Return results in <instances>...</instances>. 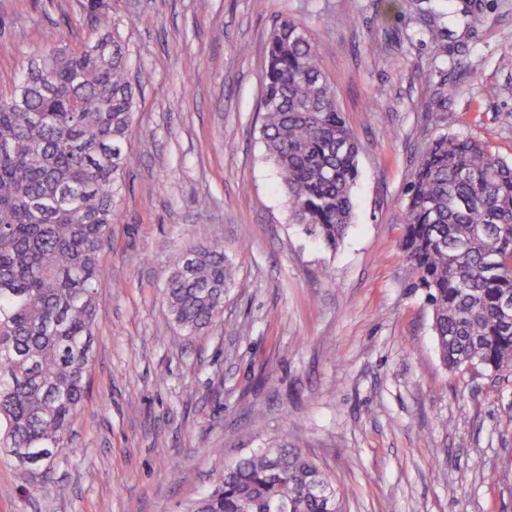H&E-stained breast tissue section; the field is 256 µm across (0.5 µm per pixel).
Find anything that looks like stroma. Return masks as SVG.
<instances>
[{"label":"stroma","instance_id":"35a3bbf8","mask_svg":"<svg viewBox=\"0 0 512 512\" xmlns=\"http://www.w3.org/2000/svg\"><path fill=\"white\" fill-rule=\"evenodd\" d=\"M431 4L433 18L405 0H0V88L91 41L105 14L138 80L87 394L50 494L0 448V512H185L271 441L313 458L344 512H512V374L445 369L398 251L426 139L512 159V0ZM284 17L311 31L360 145L333 249L292 221L260 140ZM451 81L464 94L438 104ZM216 240L234 285L188 337L163 288L186 249Z\"/></svg>","mask_w":512,"mask_h":512}]
</instances>
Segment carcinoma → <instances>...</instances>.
Here are the masks:
<instances>
[{
	"label": "carcinoma",
	"instance_id": "1",
	"mask_svg": "<svg viewBox=\"0 0 512 512\" xmlns=\"http://www.w3.org/2000/svg\"><path fill=\"white\" fill-rule=\"evenodd\" d=\"M91 44L33 59L0 94V444L48 491L45 453L69 442L105 280L101 255L134 132L129 50L107 16ZM261 139L292 219L330 247L353 220L360 147L336 104L308 28L288 17L267 45ZM400 251L431 311L443 366L512 373V161L481 141H429L407 190ZM224 246L188 249L164 288L192 336L224 313ZM342 512L336 484L286 445L224 466L188 512Z\"/></svg>",
	"mask_w": 512,
	"mask_h": 512
}]
</instances>
